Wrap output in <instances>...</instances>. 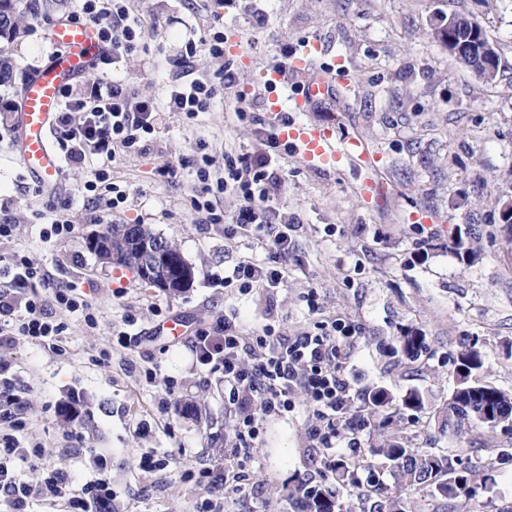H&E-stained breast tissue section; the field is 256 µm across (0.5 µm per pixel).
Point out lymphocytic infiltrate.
I'll list each match as a JSON object with an SVG mask.
<instances>
[{
  "instance_id": "1",
  "label": "lymphocytic infiltrate",
  "mask_w": 512,
  "mask_h": 512,
  "mask_svg": "<svg viewBox=\"0 0 512 512\" xmlns=\"http://www.w3.org/2000/svg\"><path fill=\"white\" fill-rule=\"evenodd\" d=\"M81 12L84 23L97 28L109 53L116 56L133 49L141 25L131 17L127 0H82ZM194 56L190 49L178 60L185 79L173 85L160 104L139 99L123 79L89 80L78 95L72 88L63 89L53 127L64 137L67 163L80 165L92 155L103 162L84 184L91 201L112 206L123 198V191L111 182L106 168L118 149L146 150L156 137L164 113L181 112L195 117L209 110L219 90L235 85L236 71L229 62L224 65L220 82L195 78ZM264 134L265 154L253 158L225 155L224 174L220 177L211 175L208 154L198 153L200 188L190 206L203 215L205 223L223 225L227 238H266L271 242V251L277 254L287 249L292 229L287 219L275 223L270 218L285 159L279 151L277 128L269 127ZM229 190L240 195L241 204L227 214L214 208L210 197ZM287 276L280 267L243 260L225 271L223 283L229 286L239 281L247 288L255 284L275 288ZM58 308L81 313L89 327L97 325L81 288L52 286L49 276L27 257L14 254L8 260H0V506L5 512H29L30 500L61 497L66 500L67 512H89L90 505L103 506L112 499L108 460L94 451L88 457L93 479L71 496L66 493L70 483L67 467L47 471L34 486L21 481L16 472V463L37 464L45 450L24 435L28 421L12 392L13 364L1 351L23 339L56 355H65L62 340L68 326L55 318ZM351 334V328L336 322L321 326L319 333L292 341L273 335L268 328L259 335L245 336L230 321L195 331L191 347L198 361L223 369L224 391L236 407L235 461L224 469L225 485L236 491L241 489L237 458L252 457L264 416L293 409L290 394L297 387L306 390L308 403L325 422L324 427L311 432L316 448L328 458H335L336 425L350 418L353 401L350 383L336 358L342 338ZM246 347L256 351L254 362L248 366L239 357L240 350Z\"/></svg>"
}]
</instances>
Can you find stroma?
Masks as SVG:
<instances>
[{"mask_svg": "<svg viewBox=\"0 0 512 512\" xmlns=\"http://www.w3.org/2000/svg\"><path fill=\"white\" fill-rule=\"evenodd\" d=\"M141 34L132 52L117 63L97 64L94 75H119L143 98L163 102L181 72L174 61L196 43L198 77L212 78L224 61L199 40L220 23L225 45L240 42L234 56L237 83L209 111L189 119L169 112L150 149L118 152L110 176L125 197L117 207L95 205L84 183L96 158L66 166V190L50 196L28 176L14 150V126L0 125V200L8 201L13 237L0 242V257L29 256L54 285H81L97 318L57 311L68 331L66 355L57 356L20 340L6 351L14 387L30 422L27 436L45 449L40 467L22 464L21 481L38 483L44 469L67 462L73 489L91 477L79 454L97 448L112 459V512H196L209 491L185 481L184 469L224 475L234 443L233 415L224 403V375L201 365L186 339L158 335L171 317L188 331L216 326L229 317L247 336L263 328L296 338L322 323L339 321L356 334L342 345V367L351 384L354 410L383 388L392 403L384 431L366 426L341 434V458L355 465L357 482L340 486L341 512H356L359 480L375 462L382 433L411 447L448 455L454 468L483 470L477 493L447 501L421 487L403 492L405 512H512V435L483 426L466 438L442 430L434 418L454 387L453 360L462 344L476 342L485 356L483 376L512 393V235L499 220V203L512 196V0H250L249 9L227 8L220 0H130ZM264 18L250 23V11ZM475 18L499 52L495 83L479 80L449 55L434 30L445 16ZM59 16L54 10L30 18L13 48L11 85L0 86V109L19 112L20 91L56 55L48 37ZM320 41L304 73L287 67L276 90L260 76L279 61L300 56L306 41ZM348 67L351 89L337 88L290 120L335 127L338 137L356 138L376 157L382 191L365 199L361 173L353 168L317 170L288 156L278 203L288 208L295 229L280 262L288 277L276 288L248 290L209 283L240 259L268 260L269 248L251 238L225 239L220 224H204L189 206L198 185L193 163L206 141L210 171L224 172V154H254L258 127L238 120L244 108L265 113L270 93L289 101L304 81ZM173 175L162 178L160 167ZM66 206L74 231L44 238L39 218L48 203ZM108 224H145L173 241L192 265V286L181 293L149 287L119 265L102 261L89 247L90 235ZM473 236L475 259L453 247L458 233ZM413 330L427 346L419 360L399 353L398 336ZM131 334L127 348L112 346ZM110 348L108 364L94 363ZM156 373L147 382L146 369ZM175 389V407L158 402ZM424 396L419 410L405 409L410 391ZM80 398V441L67 435L57 414L70 394ZM292 411L267 416L242 490L224 495V512H296L288 491L298 481L320 480L322 464L309 437L317 416L294 392ZM145 455L167 458L161 471L140 467Z\"/></svg>", "mask_w": 512, "mask_h": 512, "instance_id": "35a3bbf8", "label": "stroma"}]
</instances>
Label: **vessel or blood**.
<instances>
[{
    "mask_svg": "<svg viewBox=\"0 0 512 512\" xmlns=\"http://www.w3.org/2000/svg\"><path fill=\"white\" fill-rule=\"evenodd\" d=\"M52 39L60 52L50 68L38 73L26 85L16 125L19 157L26 171L44 191L54 194L61 189L62 165L59 154L51 144L50 135L60 95L75 78L87 72L101 53L102 44L94 27L69 22L57 24L52 31ZM337 81L347 88L352 85L349 77L338 80L334 75H326L303 85V94L296 98V105L328 96ZM267 108L269 119L279 125L281 140L289 143L306 165L318 170L352 165L363 173L360 185L362 195L369 198L380 193L376 169L364 144L353 139L340 147L329 130L304 122H281L278 97H270Z\"/></svg>",
    "mask_w": 512,
    "mask_h": 512,
    "instance_id": "b4317fda",
    "label": "vessel or blood"
}]
</instances>
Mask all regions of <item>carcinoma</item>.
Returning <instances> with one entry per match:
<instances>
[{
    "label": "carcinoma",
    "mask_w": 512,
    "mask_h": 512,
    "mask_svg": "<svg viewBox=\"0 0 512 512\" xmlns=\"http://www.w3.org/2000/svg\"><path fill=\"white\" fill-rule=\"evenodd\" d=\"M48 3L39 0H0V39L13 41L23 33L25 16H36ZM101 239L107 244L105 250L98 252L103 259L112 257V250L120 254L119 264L129 268L143 283L162 287L167 280L180 290V279L186 269V261L180 250L172 242L155 234L142 224L132 225L126 230L124 224H108L102 231ZM166 248L164 255L168 260H159L163 270L156 277L146 280L140 275L144 254L157 244ZM403 354L417 360L424 348V337L407 331L398 337ZM484 356L474 344L457 352L455 370L456 385L452 393L437 411L438 423L453 429L464 436L465 427L471 423L487 425L488 411H496L505 420H512V394L498 389L483 378ZM391 402V397L383 389L374 391L369 397L367 408L370 415L377 416ZM375 454L381 457V463L368 467L367 488L363 494L368 512H402L400 495L387 490L380 479L379 471L386 468L393 478L397 490L410 487H430L436 497L453 500L461 495H473L479 488V474L471 469L457 471L452 468L446 455L430 453L421 448H412L396 437L382 439ZM288 497L299 508V512H334L335 500L322 483H307V486L295 485Z\"/></svg>",
    "instance_id": "carcinoma-1"
}]
</instances>
